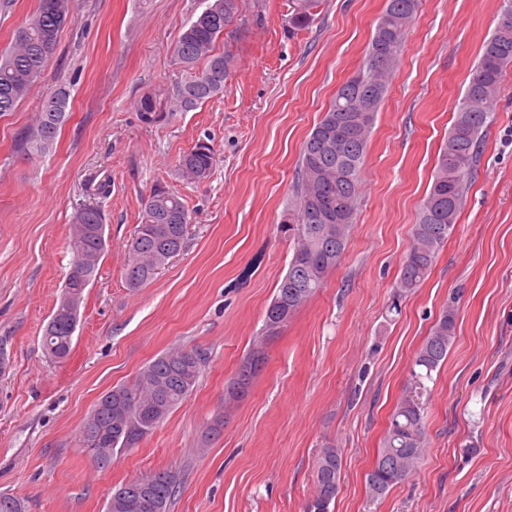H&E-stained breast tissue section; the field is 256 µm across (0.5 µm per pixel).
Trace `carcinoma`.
<instances>
[{"label": "carcinoma", "mask_w": 512, "mask_h": 512, "mask_svg": "<svg viewBox=\"0 0 512 512\" xmlns=\"http://www.w3.org/2000/svg\"><path fill=\"white\" fill-rule=\"evenodd\" d=\"M242 0H203L204 8L184 27L173 51L176 69L172 99L182 112L224 93L233 57L215 52V44L240 16ZM320 0H293L288 25L302 29L312 23ZM419 0H386L371 34L366 57L354 79L336 90L333 101L304 141L294 196L288 205V237L293 254L266 308L264 335L273 336L324 287L327 276L345 254L357 215L361 170L376 114L387 92V77L402 48ZM74 20V0H38L36 8L0 50V114L14 111L38 82L55 54L60 31ZM512 65V0H505L501 18L483 45L457 104L448 137L435 164L432 182L413 225L395 291L403 296L419 287L432 269L458 215L479 158L487 126L484 105L500 89L505 68ZM70 91L57 88L43 103L36 122L17 135L21 154L49 150L70 117ZM369 109L368 113L361 108ZM216 154L182 155L178 171L193 182L208 179ZM192 216L183 198L163 188L148 196L141 224L127 244L130 254L125 278L139 288L155 277L154 267L166 265L184 248ZM74 262L42 334L49 358L63 361L72 351L86 280H95L106 249V224L101 208L80 209L73 224ZM457 309L442 310L421 347L414 366L430 375L448 356L456 336ZM200 347H180L145 364L129 383L115 385L98 401L81 428L79 442L105 466L112 457L137 445L183 404L208 362ZM426 447L424 408L409 393L396 405L376 461L367 474L369 496L385 498L420 463ZM317 493L306 512H330L339 490L342 451L334 445L319 449L315 459ZM146 486L132 478L112 492L106 512H171L178 477L167 470L152 472ZM0 512H27L22 498L1 494Z\"/></svg>", "instance_id": "cac0c4a2"}]
</instances>
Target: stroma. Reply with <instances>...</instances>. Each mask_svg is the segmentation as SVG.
Listing matches in <instances>:
<instances>
[{
    "label": "stroma",
    "instance_id": "obj_1",
    "mask_svg": "<svg viewBox=\"0 0 512 512\" xmlns=\"http://www.w3.org/2000/svg\"><path fill=\"white\" fill-rule=\"evenodd\" d=\"M385 4L321 0L314 23L296 31L291 0H244L216 44L234 57L223 94L190 112L143 113L142 96L171 97L173 48L202 0H76L40 80L0 114V494L25 498L29 512H106L115 486L169 470L179 479L171 512H305L316 453L331 443L343 451L331 512H512V66L486 106L476 174L447 244L420 288L394 294L502 0H420L376 115L345 257L278 335H263L293 254L280 227L302 145L362 65ZM62 84L71 117L52 148L26 159L16 136ZM200 141L219 160L191 183L179 159ZM92 175L109 180L107 196L89 195ZM159 185L184 198L191 234L132 289L127 243ZM93 201L107 248L59 363L43 351V327L73 263V216ZM451 302L455 342L423 381L424 457L371 501L366 476L389 416ZM185 345L209 356L192 394L137 448L98 465L79 445L85 417L113 386ZM257 347L259 372L230 400L229 382ZM218 416L222 430L208 435Z\"/></svg>",
    "mask_w": 512,
    "mask_h": 512
}]
</instances>
